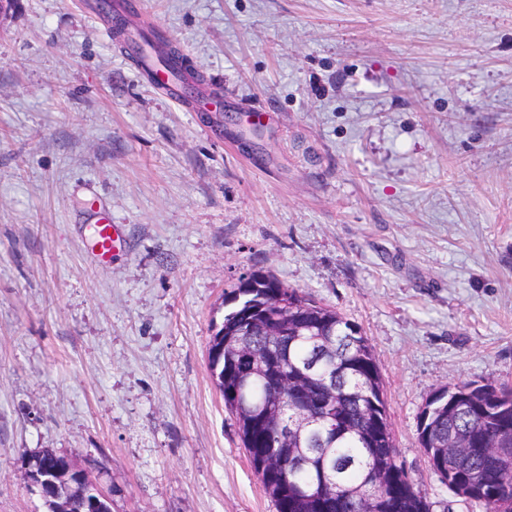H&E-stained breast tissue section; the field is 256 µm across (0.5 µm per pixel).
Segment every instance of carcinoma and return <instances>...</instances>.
Segmentation results:
<instances>
[{"mask_svg": "<svg viewBox=\"0 0 512 512\" xmlns=\"http://www.w3.org/2000/svg\"><path fill=\"white\" fill-rule=\"evenodd\" d=\"M142 43L128 44L130 57L140 63L142 45L157 52L180 84H185L186 67L182 55L162 50L165 39L152 31L141 35ZM242 286L234 288L227 301L231 306L224 321L211 336L209 344L224 337V364L212 371L225 408L237 416L239 400L238 375L251 363L236 359L232 343L239 338L258 352L274 356V368L282 379L257 382L249 396L273 405L271 421L257 427L248 425L247 417L238 416L239 434L252 466L273 460L278 465L273 489L267 490L277 512H321L322 479L335 484L336 505L333 512H364L368 498H379V512H430L429 505L417 493L403 467L393 462L397 449L388 421L384 384L376 366L368 338L361 329L337 312L320 305L311 297L283 285L277 278L259 274L251 289L249 318L272 320L285 310L295 311L316 322V334L329 342L325 367L317 378L306 385L297 379L299 365L306 363L316 350L311 336L264 335L260 326L249 331L244 317L236 315L235 303ZM302 388L310 397L325 401L336 415V435L327 437L324 448L307 447L313 466L296 471L289 459L281 458L276 418L291 423L306 407L296 394ZM443 387L426 401L420 412L418 438L427 455L448 447L453 436L467 440L469 452L443 465L451 479L474 489L493 512H512V466L492 449L499 435L512 433V388L491 382L459 383L457 394L450 397Z\"/></svg>", "mask_w": 512, "mask_h": 512, "instance_id": "carcinoma-1", "label": "carcinoma"}]
</instances>
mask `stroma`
<instances>
[{
	"instance_id": "stroma-1",
	"label": "stroma",
	"mask_w": 512,
	"mask_h": 512,
	"mask_svg": "<svg viewBox=\"0 0 512 512\" xmlns=\"http://www.w3.org/2000/svg\"><path fill=\"white\" fill-rule=\"evenodd\" d=\"M99 2L0 14V512H44L45 449L112 512H277L208 362L254 271L362 328L430 512H488L417 426L439 387L512 385V0H136L129 28L223 103L219 137ZM140 37L145 45L157 52L164 65L172 71L174 77L179 81L182 87L185 84L186 78V67L182 55L172 49L168 52H164L161 47L165 45V39L159 32L151 31L149 34L143 33ZM116 240V230L112 224V214L106 211H99L93 228L91 245V251L99 262L108 263L111 260ZM64 459L67 462V468L65 475L60 477V480L63 481V486L69 485L75 487L81 495L94 494L99 499L111 501L109 493L101 484L91 477L85 468L78 465L69 457H65ZM71 475H74L75 480L70 479ZM27 479L31 490L38 493L42 500L52 499L58 500L60 503L64 501L60 496V483L53 478L46 477L31 465L27 469Z\"/></svg>"
}]
</instances>
